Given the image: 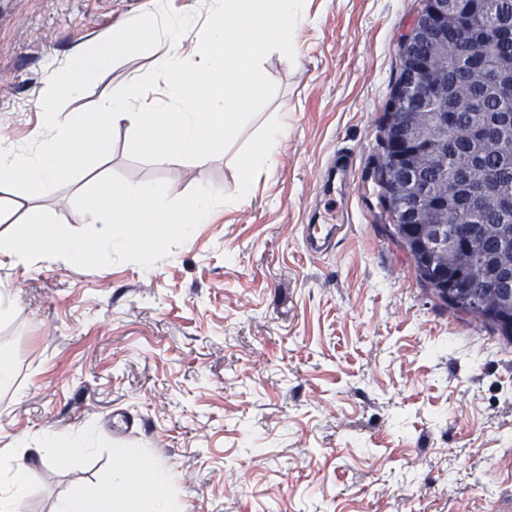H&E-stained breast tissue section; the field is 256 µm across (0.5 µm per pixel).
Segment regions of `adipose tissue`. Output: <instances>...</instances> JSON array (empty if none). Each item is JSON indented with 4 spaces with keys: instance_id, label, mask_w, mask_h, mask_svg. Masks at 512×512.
Wrapping results in <instances>:
<instances>
[{
    "instance_id": "ef3b65f1",
    "label": "adipose tissue",
    "mask_w": 512,
    "mask_h": 512,
    "mask_svg": "<svg viewBox=\"0 0 512 512\" xmlns=\"http://www.w3.org/2000/svg\"><path fill=\"white\" fill-rule=\"evenodd\" d=\"M90 451L87 436L59 443L44 433L36 453L41 465L79 466ZM115 463L108 478L91 496L61 499L55 512H175L167 488L172 478L163 466L149 462L134 448L114 451ZM8 466L0 474V512H21L29 493L30 469L18 452L7 453Z\"/></svg>"
}]
</instances>
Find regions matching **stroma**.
I'll return each instance as SVG.
<instances>
[{"mask_svg": "<svg viewBox=\"0 0 512 512\" xmlns=\"http://www.w3.org/2000/svg\"><path fill=\"white\" fill-rule=\"evenodd\" d=\"M142 0H0V129L26 145L38 96L77 53ZM424 0H304L295 59L269 53L276 92L222 154L158 166L109 154L62 187H0V235L38 210L78 230L77 196L115 173L236 191L235 158L272 119L281 153L240 200L149 268L97 269L44 258L0 265L14 304L0 323V448L89 432L83 466L33 465L22 512H53L136 448L174 476L181 512H512V344L448 308L388 235L371 163L401 69V42ZM148 52L118 61L72 101L82 110L144 77ZM350 156L331 192L326 165ZM345 215L327 255L304 249L311 213ZM148 427L118 438L113 411Z\"/></svg>", "mask_w": 512, "mask_h": 512, "instance_id": "1", "label": "stroma"}]
</instances>
